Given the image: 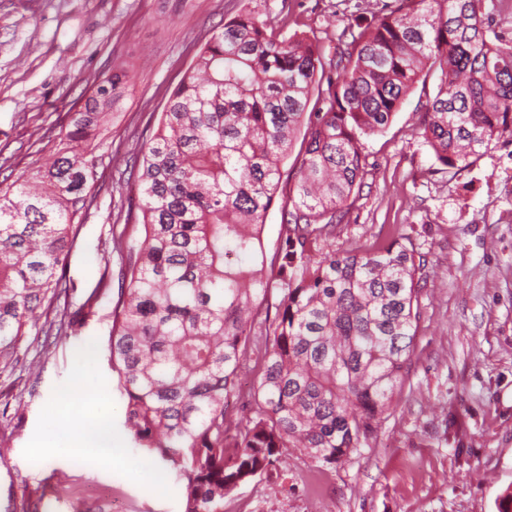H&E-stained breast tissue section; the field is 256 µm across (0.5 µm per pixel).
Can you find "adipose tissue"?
<instances>
[{
    "label": "adipose tissue",
    "instance_id": "obj_1",
    "mask_svg": "<svg viewBox=\"0 0 512 512\" xmlns=\"http://www.w3.org/2000/svg\"><path fill=\"white\" fill-rule=\"evenodd\" d=\"M90 361V355L81 357L64 395L46 407L44 416L53 430L33 448V456L41 459L63 451L95 467L153 475L154 470L148 462L131 460L113 448L110 392L106 385L89 378ZM91 424L95 425L97 434V440L92 444L84 439Z\"/></svg>",
    "mask_w": 512,
    "mask_h": 512
}]
</instances>
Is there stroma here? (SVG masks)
<instances>
[{
    "instance_id": "stroma-1",
    "label": "stroma",
    "mask_w": 512,
    "mask_h": 512,
    "mask_svg": "<svg viewBox=\"0 0 512 512\" xmlns=\"http://www.w3.org/2000/svg\"><path fill=\"white\" fill-rule=\"evenodd\" d=\"M397 0H0V184L10 185L54 150L70 110L111 73L132 64L116 109L94 199L65 270L74 284L70 336L38 331L0 368V512H183V488L158 456L134 447L123 398L113 391L112 445L148 460L163 479L86 466L60 454L32 459L51 431L44 418L84 352L93 381L112 387L111 312L125 261L114 239L143 234L139 195L126 161L157 127L198 49L225 20L252 12L284 35L314 36L324 58L350 26L378 19ZM440 74L424 71L388 128L363 141V178L328 243L339 250L407 232L426 254L414 351L390 414L359 455L336 468L289 450L272 471L240 486L225 508L247 512H499L512 492V224L498 221L512 198L492 191L512 138L471 165H438L421 135ZM109 485L114 498L86 495Z\"/></svg>"
}]
</instances>
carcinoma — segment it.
I'll list each match as a JSON object with an SVG mask.
<instances>
[{
    "label": "carcinoma",
    "mask_w": 512,
    "mask_h": 512,
    "mask_svg": "<svg viewBox=\"0 0 512 512\" xmlns=\"http://www.w3.org/2000/svg\"><path fill=\"white\" fill-rule=\"evenodd\" d=\"M338 38L329 61L301 32L240 13L201 47L157 129L129 166L144 237L127 251L108 361L137 447L184 486V512H224V497L295 448L323 466L350 461L405 381L427 285L409 235L364 252L326 248L363 175V139L382 132L426 67L440 71L422 136L435 160L470 164L512 135V39L488 0H405ZM327 89L310 104L325 77ZM124 63L68 113L51 161L0 187V360L66 297L65 269L98 178ZM294 177L281 180L298 132ZM282 198L279 268L263 232ZM274 318L258 320L269 291ZM256 358H251V355ZM254 362L242 427L225 403Z\"/></svg>",
    "instance_id": "1"
}]
</instances>
